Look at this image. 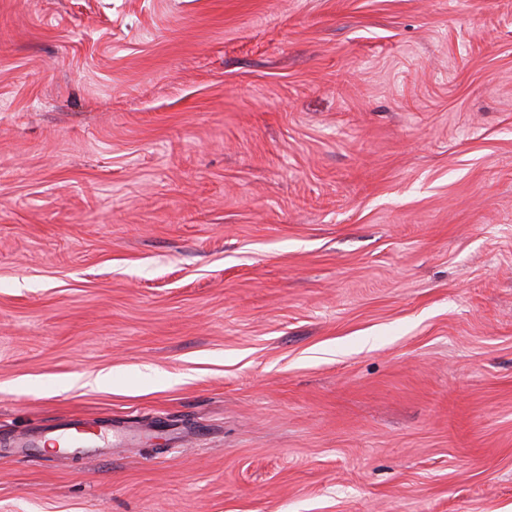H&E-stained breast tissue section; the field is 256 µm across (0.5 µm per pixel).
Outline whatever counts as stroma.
<instances>
[{"label":"stroma","mask_w":512,"mask_h":512,"mask_svg":"<svg viewBox=\"0 0 512 512\" xmlns=\"http://www.w3.org/2000/svg\"><path fill=\"white\" fill-rule=\"evenodd\" d=\"M0 512H512V0H0ZM106 437H108L107 432L95 429V426L86 420L71 421L60 426L43 428L39 438L35 440L21 438L18 442L19 448L34 449L32 452L29 449H21L18 456L29 458L51 440L56 442L63 440L66 448L73 453H88L107 444L109 438L106 439Z\"/></svg>","instance_id":"stroma-1"}]
</instances>
